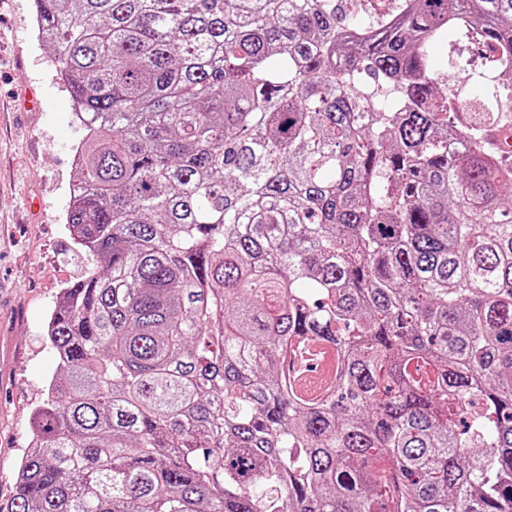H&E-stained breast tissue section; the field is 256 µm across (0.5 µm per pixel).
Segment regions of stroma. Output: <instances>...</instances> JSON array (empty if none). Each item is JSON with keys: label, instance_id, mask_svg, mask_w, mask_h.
Here are the masks:
<instances>
[{"label": "stroma", "instance_id": "obj_1", "mask_svg": "<svg viewBox=\"0 0 512 512\" xmlns=\"http://www.w3.org/2000/svg\"><path fill=\"white\" fill-rule=\"evenodd\" d=\"M34 0H0V497L31 439L34 409L57 361L46 324L62 289L88 266L64 223L72 149L85 135L37 37ZM487 68L475 34L449 33L433 72L461 84V62Z\"/></svg>", "mask_w": 512, "mask_h": 512}]
</instances>
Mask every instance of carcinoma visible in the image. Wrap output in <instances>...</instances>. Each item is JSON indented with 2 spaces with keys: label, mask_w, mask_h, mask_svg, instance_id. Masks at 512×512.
Listing matches in <instances>:
<instances>
[{
  "label": "carcinoma",
  "mask_w": 512,
  "mask_h": 512,
  "mask_svg": "<svg viewBox=\"0 0 512 512\" xmlns=\"http://www.w3.org/2000/svg\"><path fill=\"white\" fill-rule=\"evenodd\" d=\"M37 0L98 271L0 512H512V111L440 101L512 0ZM479 38L474 33L461 34L451 32L448 39L438 43L433 52V72L439 78V74H445L450 79L451 85H462L461 79L466 73L458 74L457 70L462 69L461 61L465 60L469 68L473 71H482L488 68V57L484 54ZM503 64V60H498L497 64L489 67L492 73L486 74L496 82L501 89L500 73L504 69L498 67ZM496 71V72H495Z\"/></svg>",
  "instance_id": "cac0c4a2"
}]
</instances>
